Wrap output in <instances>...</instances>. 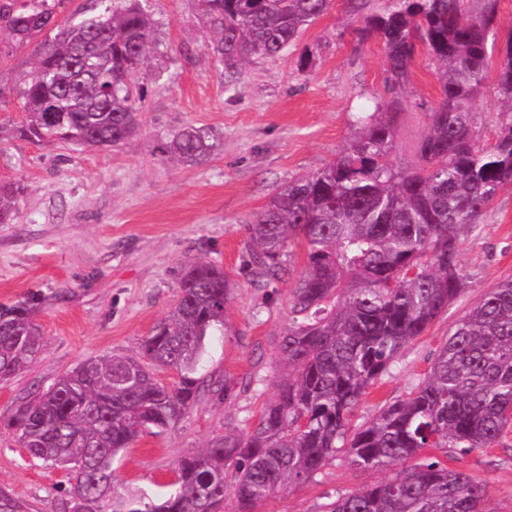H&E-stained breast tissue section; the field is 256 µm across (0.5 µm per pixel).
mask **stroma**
Masks as SVG:
<instances>
[{"label": "stroma", "instance_id": "obj_1", "mask_svg": "<svg viewBox=\"0 0 512 512\" xmlns=\"http://www.w3.org/2000/svg\"><path fill=\"white\" fill-rule=\"evenodd\" d=\"M146 7L159 45L139 79L141 125L120 147L33 142L18 133V97L0 102V180L18 189L12 222L0 224V306L36 299L32 317L46 341L25 372L0 381V486L28 512H49L66 478L24 460L5 425L15 405L87 358L135 355L176 302L190 258L219 265L234 285L224 327L207 338L199 364L205 388L181 421L161 435L142 434L117 458L116 482L157 496L178 460L252 423L283 372L279 340L290 319L292 282L263 287L245 274L248 223L289 180L332 161L353 137L356 116L378 104L403 99L391 159L414 165L439 100L438 65L421 46L409 82L392 87L382 41L359 42L346 0H334L294 47L245 62L235 90L225 87L224 68L207 50L210 32L195 0H148ZM306 51L313 65L302 71ZM189 125L209 131L214 150L191 165L168 162L167 143ZM459 248L463 294L401 351L354 423L417 385L455 322L512 276V186L464 230ZM445 463L481 484L490 512H512V433ZM384 478L339 457L263 512H323L337 492Z\"/></svg>", "mask_w": 512, "mask_h": 512}]
</instances>
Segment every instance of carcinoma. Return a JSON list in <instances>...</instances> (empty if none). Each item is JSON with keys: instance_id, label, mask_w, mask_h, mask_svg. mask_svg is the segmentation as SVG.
<instances>
[{"instance_id": "1", "label": "carcinoma", "mask_w": 512, "mask_h": 512, "mask_svg": "<svg viewBox=\"0 0 512 512\" xmlns=\"http://www.w3.org/2000/svg\"><path fill=\"white\" fill-rule=\"evenodd\" d=\"M63 0H5L0 29L9 45L32 47L18 96L20 133L32 141L112 148L139 129L137 82L154 47V23L130 0H91L90 16L56 20ZM213 34L207 46L240 82L252 56L273 57L333 0H195ZM349 0L361 40L379 38L393 85L406 84L416 46L439 64L441 88L411 167L390 160L402 102L380 104L335 160L275 193L248 225L244 269L268 286L293 272L291 242L306 265L290 292L291 317L279 342L285 373L251 427L181 458L170 490L153 499L112 479L114 460L143 433L159 435L199 402L205 339L224 327L231 284L223 268L197 260L183 271L180 296L136 356L89 358L15 406L6 426L29 462L62 470L68 489L51 512H262L282 492L308 482L343 456L384 481L336 493L327 512H490L482 486L426 448L487 449L512 431V278L500 281L453 326L429 372L406 396L356 426L367 390L400 351L424 335L464 291L460 235L500 190L512 186V36L502 51L497 96L505 105L494 143L476 133L499 0L466 16L462 0ZM47 29L55 34L43 40ZM0 41V55L10 53ZM209 132L184 127L166 146L192 164L211 153ZM17 189L0 182V224L12 221ZM29 303L0 308V381L44 352ZM173 370L164 384L155 372ZM0 512H26L0 487Z\"/></svg>"}]
</instances>
